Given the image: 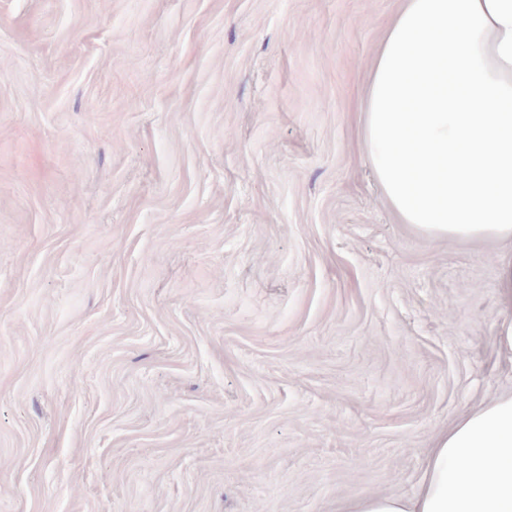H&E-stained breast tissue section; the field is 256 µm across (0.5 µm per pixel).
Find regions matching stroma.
<instances>
[{
	"mask_svg": "<svg viewBox=\"0 0 512 512\" xmlns=\"http://www.w3.org/2000/svg\"><path fill=\"white\" fill-rule=\"evenodd\" d=\"M400 0H0V512L412 495L512 392L501 244L384 204Z\"/></svg>",
	"mask_w": 512,
	"mask_h": 512,
	"instance_id": "35a3bbf8",
	"label": "stroma"
}]
</instances>
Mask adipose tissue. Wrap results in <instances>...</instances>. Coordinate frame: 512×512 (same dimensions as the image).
Here are the masks:
<instances>
[{
	"mask_svg": "<svg viewBox=\"0 0 512 512\" xmlns=\"http://www.w3.org/2000/svg\"><path fill=\"white\" fill-rule=\"evenodd\" d=\"M362 145L385 204L437 239L512 242V0H402L369 67ZM512 360V253L499 258ZM345 512H512V393L439 432L417 493Z\"/></svg>",
	"mask_w": 512,
	"mask_h": 512,
	"instance_id": "adipose-tissue-1",
	"label": "adipose tissue"
}]
</instances>
